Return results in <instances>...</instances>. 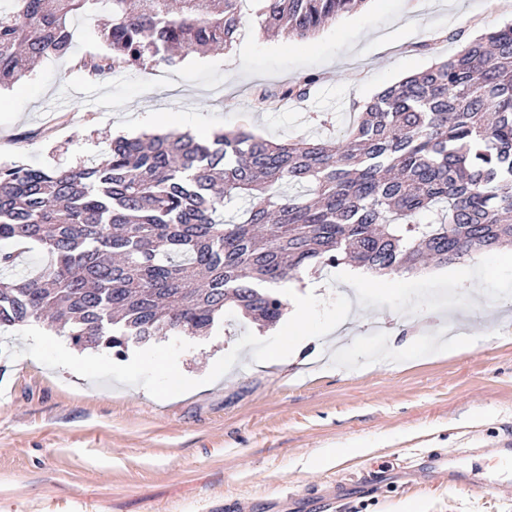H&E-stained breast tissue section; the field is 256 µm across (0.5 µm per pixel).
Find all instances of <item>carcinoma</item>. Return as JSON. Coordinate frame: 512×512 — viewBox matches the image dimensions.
I'll use <instances>...</instances> for the list:
<instances>
[{
  "instance_id": "obj_1",
  "label": "carcinoma",
  "mask_w": 512,
  "mask_h": 512,
  "mask_svg": "<svg viewBox=\"0 0 512 512\" xmlns=\"http://www.w3.org/2000/svg\"><path fill=\"white\" fill-rule=\"evenodd\" d=\"M98 0H11L0 10V86L64 56L70 20ZM260 28L304 39L366 0H258ZM106 50L76 67L175 66L232 46L241 0H108ZM317 78L261 95L302 100ZM244 197L238 221L221 218ZM0 241L49 258L0 277V327L42 323L80 348L125 355L166 336H207L235 311L265 329L281 286L351 262L375 277L416 273L512 244V24L386 88L341 142H272L241 128L213 138L112 140L90 166H0ZM48 262L47 255L38 247L27 246L22 257L14 266V274L31 276L37 274Z\"/></svg>"
}]
</instances>
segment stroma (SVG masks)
<instances>
[{
	"mask_svg": "<svg viewBox=\"0 0 512 512\" xmlns=\"http://www.w3.org/2000/svg\"><path fill=\"white\" fill-rule=\"evenodd\" d=\"M503 0H366L313 36L264 33L256 0L231 48L192 52L174 67L147 64L101 78L75 59L99 52L110 15L99 6L71 23L69 55L49 56L0 89V165L75 167L101 159L112 139L157 130L236 126L276 141L338 138L366 102L407 74L512 22ZM319 77L301 102L258 111V91ZM347 265L322 279L308 308L311 337L292 362L266 366L288 343L230 312L208 336H166L119 358L74 348L41 324L0 328V512H219L243 497L252 512L281 510L276 494L315 496L343 484L336 512H512L484 486L449 483L405 462L471 449L473 470H497L512 445V270L471 305L460 279L429 266L393 291L374 280L352 295ZM361 307L332 357L317 328L353 301ZM468 336V350L427 355L433 338ZM418 336L407 357L376 360L391 337ZM224 375L210 378L214 362ZM209 377L180 391L170 371ZM328 456L316 466L320 456Z\"/></svg>",
	"mask_w": 512,
	"mask_h": 512,
	"instance_id": "35a3bbf8",
	"label": "stroma"
}]
</instances>
